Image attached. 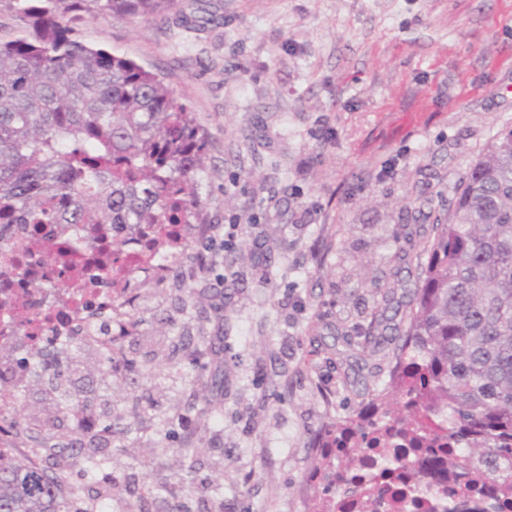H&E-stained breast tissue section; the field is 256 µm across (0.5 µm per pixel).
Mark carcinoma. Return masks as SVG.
Returning <instances> with one entry per match:
<instances>
[{
	"label": "carcinoma",
	"instance_id": "cac0c4a2",
	"mask_svg": "<svg viewBox=\"0 0 512 512\" xmlns=\"http://www.w3.org/2000/svg\"><path fill=\"white\" fill-rule=\"evenodd\" d=\"M8 2L21 31L0 39V225L194 223L205 141L186 106L63 21L152 15L176 0ZM426 253L405 322L369 341L391 352L402 403L379 395L331 424L321 456L347 468L339 436L385 441L397 428L421 449L410 492L430 483L433 461L512 502V130L472 163ZM0 512H65L59 482L0 462Z\"/></svg>",
	"mask_w": 512,
	"mask_h": 512
}]
</instances>
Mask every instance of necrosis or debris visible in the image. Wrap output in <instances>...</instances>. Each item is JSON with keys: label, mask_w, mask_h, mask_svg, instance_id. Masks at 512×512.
<instances>
[{"label": "necrosis or debris", "mask_w": 512, "mask_h": 512, "mask_svg": "<svg viewBox=\"0 0 512 512\" xmlns=\"http://www.w3.org/2000/svg\"><path fill=\"white\" fill-rule=\"evenodd\" d=\"M66 238L85 244L92 256L78 280L55 287L58 265L54 246ZM123 240L113 251V240ZM187 227L156 226L153 239L128 224L108 225L104 240L93 237L86 224H45L32 234L25 224L0 226V272L11 270V288L0 289V409L10 410L15 379L28 376L34 355L75 344H95L104 361L112 359L113 340L130 328L129 309L137 285L162 281L174 273L187 256ZM401 460L411 451L395 438L385 449L362 448L360 462L343 474L336 493V512H362L360 488L375 474L381 455Z\"/></svg>", "instance_id": "obj_1"}]
</instances>
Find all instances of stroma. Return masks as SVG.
Returning a JSON list of instances; mask_svg holds the SVG:
<instances>
[{"instance_id":"stroma-1","label":"stroma","mask_w":512,"mask_h":512,"mask_svg":"<svg viewBox=\"0 0 512 512\" xmlns=\"http://www.w3.org/2000/svg\"><path fill=\"white\" fill-rule=\"evenodd\" d=\"M75 29L190 108L207 141L202 230L163 287L136 292L121 347L138 370L66 348L64 377L16 382L15 418L59 441L63 483L95 512H167L187 448L182 512H312L316 435L384 383L369 372L387 359L358 366L359 346L413 287L470 165L512 129V0H177ZM219 371L202 410L194 382ZM85 399L111 435L62 409ZM92 455L116 492L85 474Z\"/></svg>"}]
</instances>
